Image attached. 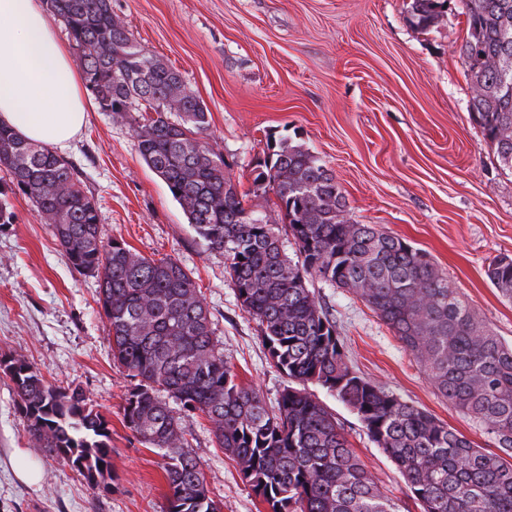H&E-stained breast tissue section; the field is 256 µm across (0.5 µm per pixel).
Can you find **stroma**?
<instances>
[{
  "label": "stroma",
  "instance_id": "35a3bbf8",
  "mask_svg": "<svg viewBox=\"0 0 512 512\" xmlns=\"http://www.w3.org/2000/svg\"><path fill=\"white\" fill-rule=\"evenodd\" d=\"M412 0H112L131 38L179 71L207 105L210 134L246 205L272 213L273 193L252 170L269 138L305 143L334 174L357 224L426 250L461 298L505 342L512 302L485 276L512 257V176L504 174L469 114L471 88L457 54L467 33L459 0L428 30L410 21ZM93 197L102 235L190 272L214 322L224 359L268 405L288 379L270 362L257 324L240 307L223 254L208 248L164 181L142 160L128 120L90 104L87 126L65 151ZM0 199L14 214L0 224V355L25 359L51 384L80 387L112 424L111 491L94 490L29 438L9 378L0 374V512H166L163 458L122 422L134 379L112 358L97 302L98 279L74 271L31 201ZM353 368L466 435L491 440L435 390L401 343L354 293L313 281ZM315 395L343 427L386 493L407 488L357 416L330 393ZM186 451L199 459L221 512H266L219 448L201 414L183 415ZM23 449L38 484L11 466Z\"/></svg>",
  "mask_w": 512,
  "mask_h": 512
}]
</instances>
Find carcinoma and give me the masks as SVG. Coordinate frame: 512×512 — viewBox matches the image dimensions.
<instances>
[{"label":"carcinoma","instance_id":"carcinoma-1","mask_svg":"<svg viewBox=\"0 0 512 512\" xmlns=\"http://www.w3.org/2000/svg\"><path fill=\"white\" fill-rule=\"evenodd\" d=\"M446 2L412 0V24L434 26ZM46 6L68 30L87 91L102 111L129 119L146 165L198 237L224 254L240 307L289 379L277 410H268L261 392L224 361L190 273L171 258L134 252L121 238L104 239L99 208L75 167L0 127V166L11 176V192L33 203L76 271L99 278L113 360L138 380L125 393L123 422L162 450L166 512H220L200 463L184 451L183 412L207 419L267 512H401L309 384L356 414L421 512H512V344L461 299L430 254L373 224L343 218L346 200L333 173L288 137L268 145L253 179L274 194L278 221L246 208L213 145L207 108L183 90L176 70L133 42L112 14V0H46ZM462 8L467 36L459 57L472 90L470 116L499 167L512 174V0H462ZM142 102L154 112L145 120L133 117ZM257 217L264 223H254ZM485 274L512 302V257L493 259ZM314 278L355 292L497 451L358 374L310 288ZM0 372L13 383L28 433L48 457L91 488L107 489L115 480L107 416L81 388L55 387L23 359H1Z\"/></svg>","mask_w":512,"mask_h":512}]
</instances>
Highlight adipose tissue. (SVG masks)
I'll use <instances>...</instances> for the list:
<instances>
[{
  "label": "adipose tissue",
  "mask_w": 512,
  "mask_h": 512,
  "mask_svg": "<svg viewBox=\"0 0 512 512\" xmlns=\"http://www.w3.org/2000/svg\"><path fill=\"white\" fill-rule=\"evenodd\" d=\"M87 109L83 76L42 0H0V125L62 150L82 132Z\"/></svg>",
  "instance_id": "obj_1"
}]
</instances>
